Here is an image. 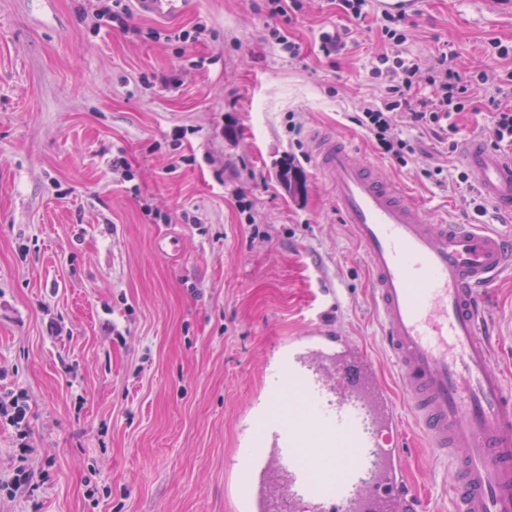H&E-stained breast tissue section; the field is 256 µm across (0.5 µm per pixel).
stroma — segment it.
<instances>
[{
	"label": "stroma",
	"mask_w": 512,
	"mask_h": 512,
	"mask_svg": "<svg viewBox=\"0 0 512 512\" xmlns=\"http://www.w3.org/2000/svg\"><path fill=\"white\" fill-rule=\"evenodd\" d=\"M480 2L422 0L397 28L420 80L448 50L486 74L478 111L458 119L463 137L487 133L481 103L512 71L490 46L512 43V0L490 14ZM257 3L193 0L171 23L207 26L188 50L152 38L168 23L136 10L131 37L95 28L87 0H0V391L24 393L35 447L32 489L0 493V512H227L226 467L264 403V374L330 286L345 334L400 392L309 128L354 140L435 221L502 225L469 206L468 187L425 177L429 135L409 130L421 151L402 167L350 122L385 93L373 70L390 44L375 10L354 19L339 0H306L288 24L291 58ZM334 28L348 44L332 61L319 37ZM120 155L132 182L112 170ZM285 163L303 191L281 184ZM487 296L495 362L512 373V274ZM406 466L430 512H451L447 460L416 446Z\"/></svg>",
	"instance_id": "1"
}]
</instances>
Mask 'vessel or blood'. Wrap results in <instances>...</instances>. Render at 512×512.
<instances>
[{"mask_svg":"<svg viewBox=\"0 0 512 512\" xmlns=\"http://www.w3.org/2000/svg\"><path fill=\"white\" fill-rule=\"evenodd\" d=\"M135 2L165 18L187 7ZM310 138L315 168L363 249L404 399L322 308L289 338L269 374V408L245 428L228 491L233 512H427L406 476L405 448L417 435L450 460L452 512H512V382L495 367L498 346L484 328V291L512 272V235L433 223L353 143L321 130ZM458 158L497 214L512 216V154L470 135Z\"/></svg>","mask_w":512,"mask_h":512,"instance_id":"1","label":"vessel or blood"}]
</instances>
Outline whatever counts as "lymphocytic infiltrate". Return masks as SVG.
Wrapping results in <instances>:
<instances>
[{
  "label": "lymphocytic infiltrate",
  "instance_id": "obj_1",
  "mask_svg": "<svg viewBox=\"0 0 512 512\" xmlns=\"http://www.w3.org/2000/svg\"><path fill=\"white\" fill-rule=\"evenodd\" d=\"M401 43V38H394L392 53L379 58L387 83L381 103L361 107L349 120L366 132L381 154L404 166L416 152L403 136L405 123L431 133L448 151H455L457 120L471 100L475 77L459 73L457 56L451 51L440 55L438 72L428 79L430 90L422 92L413 82L420 65L404 56ZM486 107L492 115L489 138L493 148L512 151V95L497 88L488 96Z\"/></svg>",
  "mask_w": 512,
  "mask_h": 512
}]
</instances>
